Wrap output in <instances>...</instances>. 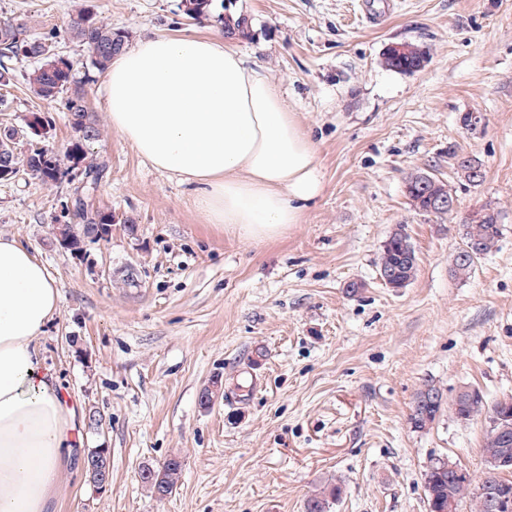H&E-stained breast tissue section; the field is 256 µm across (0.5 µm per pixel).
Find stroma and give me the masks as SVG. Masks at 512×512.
Wrapping results in <instances>:
<instances>
[{"label": "stroma", "instance_id": "stroma-1", "mask_svg": "<svg viewBox=\"0 0 512 512\" xmlns=\"http://www.w3.org/2000/svg\"><path fill=\"white\" fill-rule=\"evenodd\" d=\"M81 3L132 42L220 32L188 19L182 0H0V20L54 32L73 61L102 132L88 149L107 164L93 203L115 219L109 238L73 251L56 229L75 183L0 181V236L30 248L60 295L38 342L43 364L105 419L84 427L52 512H303L334 480L345 492L332 512H428L423 474L439 456L481 483L485 417L442 413L419 429L410 416L428 384L448 399L463 386L491 404L512 397V0H213V12L250 18L249 38L233 45L282 91L322 172L301 223L262 242L206 223L192 187L113 129L100 75L67 32ZM402 40L429 47L421 70L382 65ZM35 65L13 61L0 128L19 129L25 153L24 129L40 115L61 155L75 134L61 100L24 83ZM471 112L472 129L462 123ZM461 156L482 163L480 185L464 181ZM418 170L455 188V213L410 206L405 180ZM487 203L500 213L498 247L456 278L462 226ZM399 228L417 275L391 288L377 264ZM215 379L222 388L202 407ZM91 448L111 453L103 490L82 469ZM172 457L181 480L160 501L138 471Z\"/></svg>", "mask_w": 512, "mask_h": 512}]
</instances>
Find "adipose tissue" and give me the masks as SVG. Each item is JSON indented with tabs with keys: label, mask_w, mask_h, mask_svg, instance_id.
Listing matches in <instances>:
<instances>
[{
	"label": "adipose tissue",
	"mask_w": 512,
	"mask_h": 512,
	"mask_svg": "<svg viewBox=\"0 0 512 512\" xmlns=\"http://www.w3.org/2000/svg\"><path fill=\"white\" fill-rule=\"evenodd\" d=\"M102 82L113 128L154 166L197 185L206 223L271 240L319 194L308 131L223 37L143 35ZM58 309L44 264L0 237V512H48L82 441L83 411L36 345Z\"/></svg>",
	"instance_id": "1"
}]
</instances>
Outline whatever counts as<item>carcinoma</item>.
<instances>
[{
	"instance_id": "carcinoma-1",
	"label": "carcinoma",
	"mask_w": 512,
	"mask_h": 512,
	"mask_svg": "<svg viewBox=\"0 0 512 512\" xmlns=\"http://www.w3.org/2000/svg\"><path fill=\"white\" fill-rule=\"evenodd\" d=\"M212 0H184V14L190 19L206 17L210 13ZM227 37L249 36V19L242 14L228 13L217 17ZM70 36L87 50L88 67L102 73L112 58L126 48V35L120 30L112 29L108 23L97 19L96 14L86 8L78 10L76 19L70 28ZM20 56L37 60L38 66L25 74L30 91L38 98L52 100L58 97L64 100L68 123L76 133V139L66 149L64 156L45 147L31 149L27 156L21 158L15 153L11 143L16 139L17 132L7 130L0 135V146L9 149L11 161L10 171L0 175V180H9L19 171L17 165H26V171L44 183L58 184L69 178L76 171H81L86 179L85 193L95 190L98 181L103 177L106 164L88 156L85 145L101 137V131L91 119L84 84L74 80V64L69 59L55 53V34L48 33L41 37H30L26 34V26L19 20L0 21V87L14 84L15 70L9 61ZM429 50L420 43L413 46L404 55H384L382 64L394 71L408 72L427 60ZM457 167L464 180L473 186L483 182L485 173L482 164L469 157L457 159ZM435 191L430 186L420 184V173L409 176L405 183V196L413 209L437 215L451 214L452 208H440L434 204L432 197ZM484 214L463 225L462 243L453 255L451 269L454 276H469L475 263L495 250L501 237L499 211L490 205L483 207ZM77 227L85 224H106L113 218L112 211L94 208L82 199L76 198L65 208ZM378 270H390L401 287L408 286L414 280L417 271L416 251L410 237L403 229L391 233L383 244ZM461 421H469L476 416L489 414L490 408L484 395L463 402L453 398L445 402L443 393L434 385L417 392L410 420L417 428L435 419L443 406ZM512 449V401L506 402L503 418L494 425H489L484 437L483 456L489 461L498 457L503 449ZM182 464L171 462L165 465V493L160 494L156 486L144 482L152 495L164 500L171 495L179 483ZM483 484L472 486L469 480L448 482V471L440 469L437 459H430L424 470V489L429 512H448V503L455 507L470 501V512H491L486 494L482 491ZM343 494L341 483L327 484L309 496L304 502V512H331L332 506Z\"/></svg>"
}]
</instances>
